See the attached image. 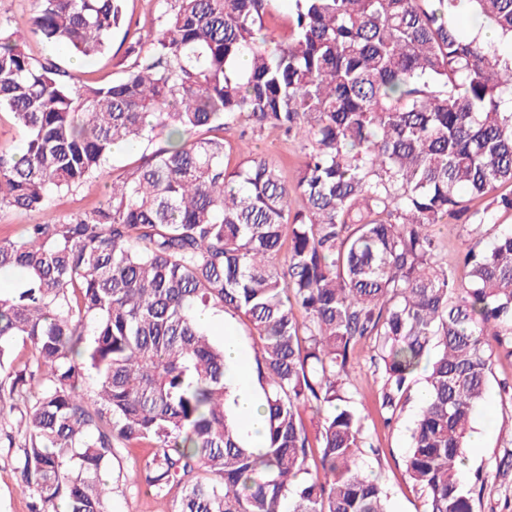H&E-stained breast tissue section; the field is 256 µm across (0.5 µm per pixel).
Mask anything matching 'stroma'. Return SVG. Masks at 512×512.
<instances>
[{"instance_id": "1", "label": "stroma", "mask_w": 512, "mask_h": 512, "mask_svg": "<svg viewBox=\"0 0 512 512\" xmlns=\"http://www.w3.org/2000/svg\"><path fill=\"white\" fill-rule=\"evenodd\" d=\"M125 12L131 21L130 28L114 30L109 53L89 64L96 77L120 78L131 43L161 24V7L157 0H125ZM31 16V0H0L1 32L24 35L27 50L34 57L51 55L62 66L73 68L74 55L54 51L40 40L29 37ZM251 145L256 153L278 166L283 178L294 179L304 159L302 139L269 128L255 134ZM144 150V144L139 143L115 152L101 178L73 192L60 194L51 210L42 217L49 220L90 207L102 199L106 183L136 161ZM372 353L371 344L361 345L359 364L350 379L352 392L364 406L365 426L371 442L370 447L360 450L359 459L364 470L376 476L387 488L390 512H421L423 496L406 472L405 457L419 409V394L425 387V376L421 373L415 376L409 401L391 426H383L377 403L379 381L369 368ZM474 427L483 435V445L467 448L462 472L463 482L475 488L474 512H512V358H495L486 396L475 410ZM152 454V448L145 445L131 444L118 450L112 460L111 512H171V499H160L126 486L127 475L142 468Z\"/></svg>"}]
</instances>
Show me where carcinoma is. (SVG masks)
Wrapping results in <instances>:
<instances>
[{"label":"carcinoma","instance_id":"obj_1","mask_svg":"<svg viewBox=\"0 0 512 512\" xmlns=\"http://www.w3.org/2000/svg\"><path fill=\"white\" fill-rule=\"evenodd\" d=\"M32 2L31 33L87 60L126 24L123 0ZM163 2L112 81L0 36V111L25 135L0 152V205L47 211L113 146L169 130L93 206L0 239V272L21 273L0 291V367L16 341L32 353L0 381L24 437L0 426V449L31 512H110L105 473L131 443L155 451L130 485L180 489L173 512H388L357 465L370 443L349 367L363 341L386 426L427 372L405 459L423 512H473L471 414L495 353L512 358V229L487 236L512 212V0H292L273 49L275 0ZM464 8L497 41L460 29ZM241 123L307 143L293 182L252 152L225 164L219 132ZM450 219L467 239L445 258L432 228ZM205 310L260 342L258 450Z\"/></svg>","mask_w":512,"mask_h":512}]
</instances>
